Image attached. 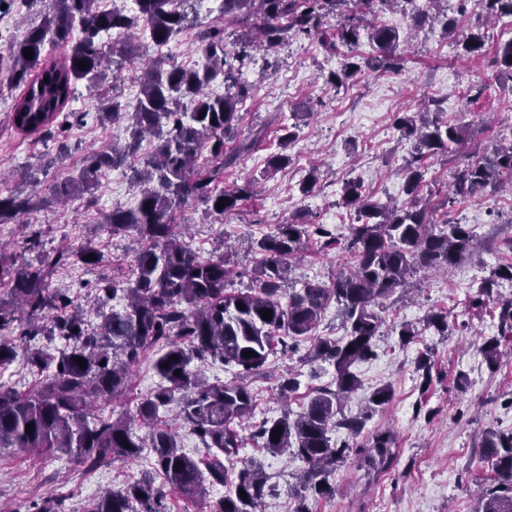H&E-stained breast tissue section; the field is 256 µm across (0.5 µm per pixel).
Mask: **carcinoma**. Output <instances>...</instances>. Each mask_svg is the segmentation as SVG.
Segmentation results:
<instances>
[{"instance_id":"carcinoma-1","label":"carcinoma","mask_w":512,"mask_h":512,"mask_svg":"<svg viewBox=\"0 0 512 512\" xmlns=\"http://www.w3.org/2000/svg\"><path fill=\"white\" fill-rule=\"evenodd\" d=\"M52 2L53 9L22 40L0 47V92L23 89L13 105L12 123L22 133L49 137L61 126L59 117L75 98L77 83L96 91L107 80L111 59L135 60L140 44L133 31L140 24H145L154 43L166 44L188 27L193 9V0H135V13L102 10L99 0ZM441 2L222 0L224 17L246 27L245 33L231 40L224 28L208 27L196 38V53L205 60L204 66L158 64L145 73L131 113L129 141L88 155L78 175L59 183L54 193L64 201L90 190L106 171L129 165L146 137L157 139L144 167L132 168V178L144 184L136 204L115 207L101 221L112 234L131 233L145 243L135 253L130 278H114L96 288L98 300L106 303L118 298L123 301L122 310L110 312L91 330L81 314L68 311V290L53 286L58 266L88 270L102 262V250L92 244L65 247L53 257L39 254L18 259L0 251V285L7 287L8 294V299L0 298V368L21 359L39 376L31 391L0 384V448L41 456L65 454L88 469L116 457L132 459L141 449L150 448L156 471L183 498L204 500L208 489L219 485L225 488L224 495L209 512H263L270 493L267 478L253 461H244L240 467L234 462L242 437L233 423L247 417L253 405L243 379L258 373L276 347H295L313 338L312 359L335 368L331 383L315 390L300 412H286L253 431L265 451L285 453L300 463L293 489L298 503L295 512H312L309 501L335 493L330 476L352 452L370 467L389 468L394 459L392 431L377 432L370 444L359 448L333 442L330 432L345 427L357 436L363 429L362 420L342 416V403L359 388L351 367L376 355L374 338L382 323L376 308L417 270L445 272L472 252L473 227L446 219L443 228L434 231L430 209L421 204L420 194L427 172L424 160L462 153L483 129L449 121L438 106L398 114L395 129L413 143L411 157L401 167L408 199L400 205L381 203L366 193L363 183L344 182L342 204L356 209L348 243L355 263L327 282L310 281L299 289H286L292 262L302 255L306 239L315 237L327 248L336 243L323 224L298 215L251 243L261 255L252 284L230 293L232 257L224 253L202 258L186 246L179 240L175 212L192 201L204 204L209 214L222 216L252 196L249 180L224 188L225 171L237 167L265 136L261 126L235 148H226V142L237 137L238 105L250 92L242 75L251 51L275 52L301 36L323 39L331 52L368 41L373 50L370 56L346 54L340 68L326 76L325 85L337 90L367 69L392 71L403 65L398 32L370 17L402 3L414 25L438 26L442 34L452 36L457 18ZM479 2L475 22L457 39L467 56L483 54L490 22L512 18V0ZM330 17L336 19V27L328 36L325 20ZM112 34L120 38L103 41ZM27 48L33 50L30 59L23 55ZM58 49L64 50L60 58L55 55ZM80 61L88 64L87 69L78 67ZM491 65L512 73V38L498 45ZM219 78L224 94L214 95L208 88ZM99 102L101 119L115 122L123 115L115 99L102 95ZM280 131L282 151L266 159V170L272 173L288 167L291 158L284 150L297 139L290 126ZM203 152L208 157L201 165L198 159ZM506 180L512 183V126L499 130L493 156L480 157L476 152L464 156L453 174V194L473 198ZM222 199L225 207L219 210L216 205ZM39 209L41 201L32 194L0 195V224H15ZM90 254L94 259H86ZM499 279L512 280V263L492 272L478 288L472 306L496 302L501 334H512V298L497 301L494 297ZM332 302L338 306L345 336L317 337L322 315ZM239 303L243 308L237 307ZM266 309L271 311L268 320L261 316ZM41 336L59 337L64 340L63 349L54 354L32 345ZM499 346L495 336L481 345L491 369L500 358ZM246 351L254 355L243 356ZM77 357L85 360V367L75 361ZM144 358L153 360L160 383L140 401L134 421L91 414L96 403L126 394L132 367ZM209 360L237 367L240 381L211 385L191 369L193 362ZM176 370L180 375H174ZM377 396L382 400H375ZM177 397L180 420L213 451L211 459L184 453L177 445L176 428L161 423L160 410ZM392 399L391 387L382 386L366 398L367 408H382ZM28 423L33 424L29 434ZM277 427L280 438L275 442ZM479 447L496 478L484 489L478 512H512V431L487 430ZM162 498L161 486L140 479L103 494L89 512H164Z\"/></svg>"}]
</instances>
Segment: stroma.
<instances>
[{
	"label": "stroma",
	"instance_id": "35a3bbf8",
	"mask_svg": "<svg viewBox=\"0 0 512 512\" xmlns=\"http://www.w3.org/2000/svg\"><path fill=\"white\" fill-rule=\"evenodd\" d=\"M51 0H16L0 14V26L20 39L26 30L39 24L48 13ZM380 23L398 31L408 50L404 68L396 74L366 73L356 81L332 90L324 87L322 73L337 69L342 54L327 52L318 39H297L277 52H257L243 78L250 85L249 96L239 106V136L266 126V137L241 164L224 174L225 187L256 178L257 195L242 201L238 210L224 216L207 215L200 206H186L178 214L188 227L185 243L207 258L232 248L236 288L250 284L259 256L250 249L251 240L274 231L303 212L326 225L337 238L327 250L308 242L301 260L294 263L289 287L299 288L309 281H325L349 258L345 246L349 226L341 215L347 209L341 201L345 179H359L374 200L402 202L403 180L397 173L411 152L393 126L399 112H415L438 101L444 112L468 126L483 127L474 150L491 153L499 126L512 121V77L499 73L490 64L489 54L499 42L498 25H491L485 55L463 59L455 52V40L439 29L413 27L401 7L387 9ZM158 63L150 46H143L138 58L110 73L106 83L121 105H129L130 91L140 78ZM471 85L484 93L473 103H465L460 91ZM13 92L0 93V185L26 189L27 172L38 167L48 153L60 159L37 190L46 204L11 227L0 247L10 255L23 256L25 242L39 233L44 252L53 254L64 247L87 241L97 243L105 260L100 267L84 270L68 268L56 273L53 281L69 289L73 306L91 326L101 321V307L91 296L95 282L103 276L127 277L139 243L135 236L109 235L98 221L115 206H133L140 188L123 172L118 183L101 180L97 188L74 196L65 208L52 204V188L74 174L85 153L111 147L124 137L123 127L102 121L98 99L86 89H78L69 105L73 116L66 131L68 149L58 153L55 140L42 134H19L12 124ZM298 125V137L288 149L287 170L266 175V157L279 149L278 124ZM323 175L316 192L302 196L299 184L313 165ZM426 189L432 190V219L442 223L445 216L473 225L478 246L465 261L448 272L418 273L404 290L395 294L383 313L384 323L375 339V357L355 365L360 389L343 405L349 417H361L365 427L359 436L346 429L332 431L333 441L365 444L377 429L389 428L396 435V457L390 469L367 474L348 458L338 466L331 481L333 496L312 502L313 512H477L479 494L491 468L484 460L478 440L489 427L512 429V337H505L496 369H489L480 352L484 337L498 332L495 304L480 310L470 302L482 281L500 264L512 262V252L504 242L512 237V186L503 185L482 196L460 199L452 209L442 201L452 182L454 163L432 158L427 162ZM448 315V329L437 333L426 324L428 314ZM412 323L416 334L408 344H400L394 330L401 322ZM309 343H301L291 353L269 356L263 369L248 382L253 394V410L239 425L244 438L239 451L243 460L261 462L272 492L265 499L264 512H292L295 500L297 463L287 456L262 450L251 437L256 425L274 420L284 412H299L315 389L326 386L335 374L332 365L308 360ZM299 376L296 393L281 395L278 383L288 371ZM465 385H458V376ZM133 391L124 397L98 404L96 413L113 417H134L139 398L152 392L159 378L151 361L135 366ZM391 384L394 397L384 409L367 412L364 398L374 388ZM154 456L143 449L132 461L122 458L85 471L70 457L27 456L14 450L0 451V504L9 512H34L45 498L61 499L64 512H88L104 490H117L133 479L154 476Z\"/></svg>",
	"mask_w": 512,
	"mask_h": 512
}]
</instances>
